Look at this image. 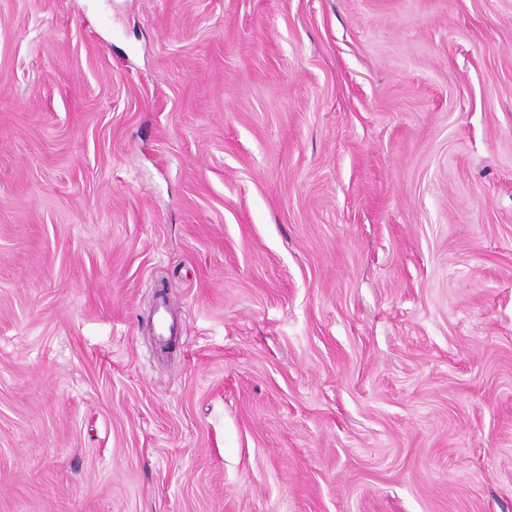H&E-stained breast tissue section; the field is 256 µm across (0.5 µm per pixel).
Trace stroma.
I'll list each match as a JSON object with an SVG mask.
<instances>
[{"instance_id":"obj_1","label":"stroma","mask_w":512,"mask_h":512,"mask_svg":"<svg viewBox=\"0 0 512 512\" xmlns=\"http://www.w3.org/2000/svg\"><path fill=\"white\" fill-rule=\"evenodd\" d=\"M0 512H512V0H0Z\"/></svg>"}]
</instances>
